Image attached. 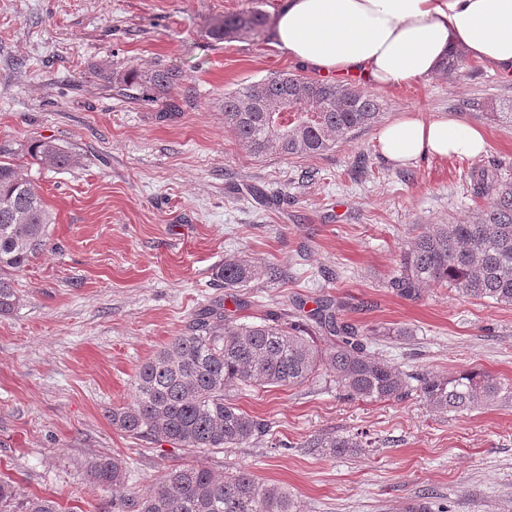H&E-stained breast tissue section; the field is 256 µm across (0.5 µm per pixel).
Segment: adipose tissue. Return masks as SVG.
Returning a JSON list of instances; mask_svg holds the SVG:
<instances>
[{"label":"adipose tissue","instance_id":"ef3b65f1","mask_svg":"<svg viewBox=\"0 0 512 512\" xmlns=\"http://www.w3.org/2000/svg\"><path fill=\"white\" fill-rule=\"evenodd\" d=\"M276 42L314 73L373 90L427 78L457 51L512 73V0H286ZM378 143L399 166L425 154L475 158L487 148L475 126L411 114L384 126Z\"/></svg>","mask_w":512,"mask_h":512}]
</instances>
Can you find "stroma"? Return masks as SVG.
I'll list each match as a JSON object with an SVG mask.
<instances>
[{
	"mask_svg": "<svg viewBox=\"0 0 512 512\" xmlns=\"http://www.w3.org/2000/svg\"><path fill=\"white\" fill-rule=\"evenodd\" d=\"M284 0H0V160L19 165L53 213L45 249L15 276L20 302L0 316V475L63 512H112L176 464L247 470L288 489L297 512H512V400L460 414L420 397L350 401L323 377L291 390L235 393L267 435L224 452L190 455L114 427L139 366L223 298L229 259L258 273L239 294L238 322L326 295L371 351L408 372L482 370L512 384V306L445 288L419 299L390 281L420 228L467 220L484 201L475 170L512 179V76L468 60L380 91L383 121L413 110L484 129L472 159L418 158L395 166L377 127L314 158L257 157L224 127V96L285 72L312 74L276 46L273 30L217 41L211 26L256 7L276 18ZM176 69L158 98L132 99L114 80L128 69ZM497 120H490V113ZM56 141L76 165L31 157ZM322 433L363 434L365 449L335 457L306 447ZM118 454L119 491L91 487L87 463Z\"/></svg>",
	"mask_w": 512,
	"mask_h": 512,
	"instance_id": "obj_1",
	"label": "stroma"
}]
</instances>
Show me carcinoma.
Wrapping results in <instances>:
<instances>
[{
  "label": "carcinoma",
  "instance_id": "carcinoma-1",
  "mask_svg": "<svg viewBox=\"0 0 512 512\" xmlns=\"http://www.w3.org/2000/svg\"><path fill=\"white\" fill-rule=\"evenodd\" d=\"M268 18L247 9L217 21L216 40L259 36ZM182 80L175 69L123 76L127 87L160 96ZM287 102L288 111L271 108ZM383 104L371 91L354 86L301 80L275 74L224 95V126L257 156L316 157L349 134L379 122ZM31 156L53 169L76 164L53 141H38ZM474 192L487 199L465 224H427L400 256L391 287L404 298L420 297L421 287L448 288L468 298L512 306V183L481 173ZM51 216L30 179L0 161V316L19 303L12 272L26 266L47 243ZM255 275L245 259L224 262L216 277L232 290ZM364 331L342 317L330 298L316 301L301 316H269L238 324L221 302L194 315L185 331L141 365L133 402L108 411L112 425L141 440L167 442L191 454L241 448L267 434V424L244 412L231 392L245 388H295L326 375L343 398L353 401L400 400L416 393L431 410L457 414L499 399L512 398V386L472 370L453 376L431 371L409 373L377 357L364 342ZM326 345H321V341ZM334 456L364 447L361 435L317 434L304 443ZM128 469L118 455L99 456L87 464L89 484L112 488L124 484ZM136 512H294L288 490L243 470L224 475L199 464L173 466L162 483L134 503ZM0 512H61L52 498L22 496L15 483L0 476Z\"/></svg>",
  "mask_w": 512,
  "mask_h": 512
}]
</instances>
